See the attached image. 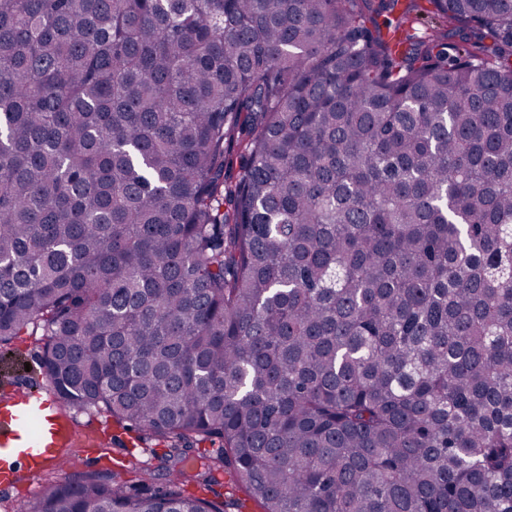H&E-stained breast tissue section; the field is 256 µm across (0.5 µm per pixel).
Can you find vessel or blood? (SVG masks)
Masks as SVG:
<instances>
[{
    "label": "vessel or blood",
    "instance_id": "obj_1",
    "mask_svg": "<svg viewBox=\"0 0 512 512\" xmlns=\"http://www.w3.org/2000/svg\"><path fill=\"white\" fill-rule=\"evenodd\" d=\"M71 437V422L49 391L0 398V487L13 488L22 472L58 464Z\"/></svg>",
    "mask_w": 512,
    "mask_h": 512
}]
</instances>
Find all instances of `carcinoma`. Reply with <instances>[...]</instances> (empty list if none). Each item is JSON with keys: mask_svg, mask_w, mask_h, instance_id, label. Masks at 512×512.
Masks as SVG:
<instances>
[{"mask_svg": "<svg viewBox=\"0 0 512 512\" xmlns=\"http://www.w3.org/2000/svg\"><path fill=\"white\" fill-rule=\"evenodd\" d=\"M427 2L0 0V345L169 482L30 512H512V0ZM188 493L215 502L223 507V512H262V506L253 501L245 489V486L238 483L233 485L225 473L216 474V482L211 483L209 488L204 489L197 485L186 487ZM243 503L245 507L243 508Z\"/></svg>", "mask_w": 512, "mask_h": 512, "instance_id": "1", "label": "carcinoma"}]
</instances>
